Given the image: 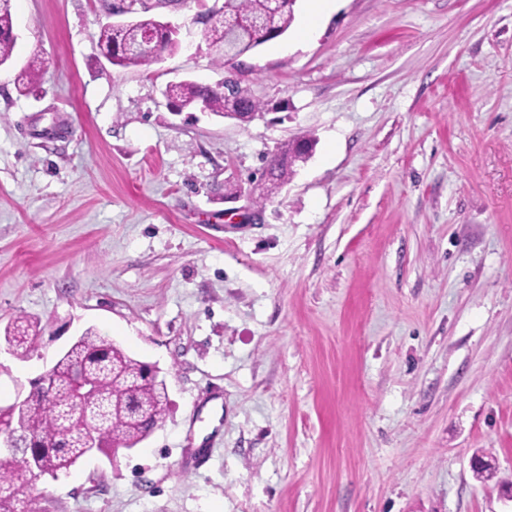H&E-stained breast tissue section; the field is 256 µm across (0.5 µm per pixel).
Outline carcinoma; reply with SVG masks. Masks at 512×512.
<instances>
[{
	"label": "carcinoma",
	"mask_w": 512,
	"mask_h": 512,
	"mask_svg": "<svg viewBox=\"0 0 512 512\" xmlns=\"http://www.w3.org/2000/svg\"><path fill=\"white\" fill-rule=\"evenodd\" d=\"M296 0H279L271 8L269 0H224L221 13L211 15L205 36L214 60L224 63L229 44H235L244 56L261 44L273 39L271 32H286L294 20ZM235 17L269 15L265 27H235L224 22V14ZM154 28L163 50L170 53L179 48L169 33L156 27V19L144 16L123 29L112 26L100 29L98 43L112 47L111 64L121 67H148L157 58L146 53L121 50L134 45L140 33ZM13 18L10 0H0V65L7 63L15 47L12 35ZM169 95L179 102V108L201 106L221 117H238L246 121L249 113L260 110L259 104L240 100L224 91L222 86L201 85L181 81L169 86ZM315 140L303 137L300 141L281 147L280 154L270 160L261 175L263 186L258 199L265 200L280 189L294 172L297 162L309 157ZM36 336L32 325L18 317L7 331L6 341L14 355L21 358L32 350ZM82 371L93 383V392L78 399L71 386V375ZM55 386L52 398H44L39 383L30 385V408L22 427L39 438V444L29 449V455H50L47 473L55 475L75 465L86 452V432H95L97 451L110 455L120 449H132L158 426L168 410L165 381L159 371L129 356L122 348L87 328L71 345L67 354L54 365ZM32 469L23 461L0 462V512H37L34 507Z\"/></svg>",
	"instance_id": "obj_1"
}]
</instances>
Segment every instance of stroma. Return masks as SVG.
Listing matches in <instances>:
<instances>
[{"mask_svg":"<svg viewBox=\"0 0 512 512\" xmlns=\"http://www.w3.org/2000/svg\"><path fill=\"white\" fill-rule=\"evenodd\" d=\"M222 3L153 7L180 48L145 69L101 57L99 0H12L0 406L89 327L169 400L136 448L41 477L38 512H512V0H333L305 36L297 0L219 66ZM232 74L251 122L164 96ZM303 136L245 222L225 181ZM315 140L311 137H303L300 141L289 143L279 151L280 155H274L270 160L267 168L261 175L263 186L258 199L266 200L270 195L280 189L290 178L294 172V166L300 160L308 158ZM32 331V325L26 318H16L5 337L14 355L24 358L32 350L36 339Z\"/></svg>","mask_w":512,"mask_h":512,"instance_id":"obj_1","label":"stroma"}]
</instances>
